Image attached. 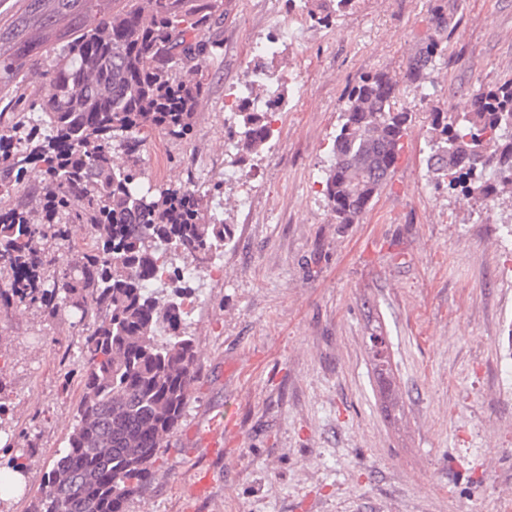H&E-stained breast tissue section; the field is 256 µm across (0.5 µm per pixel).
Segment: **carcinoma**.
Wrapping results in <instances>:
<instances>
[{
  "mask_svg": "<svg viewBox=\"0 0 512 512\" xmlns=\"http://www.w3.org/2000/svg\"><path fill=\"white\" fill-rule=\"evenodd\" d=\"M323 27L353 0H285ZM1 30L0 91L37 72L48 91L17 96L0 111V307L37 306L53 316L64 305L92 319L80 356L83 395L68 446L43 479L33 512H125L145 490L159 449L180 419L195 379L194 338L181 311L189 281L171 275V291L145 277L174 260L208 267L212 244H228L234 225L205 214L206 197L189 178L146 184L141 152L150 132L193 136L207 93L188 80L217 58L208 36L217 0H16ZM65 25H60L61 21ZM451 18L434 9L429 36L408 59L403 79L423 85L444 55ZM398 80L370 72L346 94L320 184L337 224H355L395 168L413 114L397 107ZM39 113L35 119L32 114ZM427 159L437 189L465 187L483 203L512 186V78L478 89L463 112L428 114ZM272 129L263 112L241 107L226 151L240 161L264 146ZM43 176L42 216L16 190L30 167ZM70 224L99 232L66 264ZM383 410L403 414L394 394L389 342L365 337Z\"/></svg>",
  "mask_w": 512,
  "mask_h": 512,
  "instance_id": "carcinoma-1",
  "label": "carcinoma"
}]
</instances>
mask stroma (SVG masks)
Masks as SVG:
<instances>
[{"instance_id":"35a3bbf8","label":"stroma","mask_w":512,"mask_h":512,"mask_svg":"<svg viewBox=\"0 0 512 512\" xmlns=\"http://www.w3.org/2000/svg\"><path fill=\"white\" fill-rule=\"evenodd\" d=\"M438 0H354L332 27L283 0H218L221 54L189 142L151 134L153 182H223L218 218L235 227L224 273L201 270L185 322L198 352L189 401L147 488L126 512H512V189L486 205L428 182L427 112L461 111L512 78V0H457L448 49L413 114L398 164L355 224H335L317 176L348 88L369 71L401 78L431 33ZM285 86L271 147L249 185L228 182L224 101L274 25ZM251 188L249 214L231 206ZM390 342L404 416L384 418L364 338ZM85 326L0 308V460L22 456L29 512L75 423L83 389L69 372ZM224 423V454L206 433ZM31 449H24V441ZM210 471L207 497L193 495Z\"/></svg>"}]
</instances>
